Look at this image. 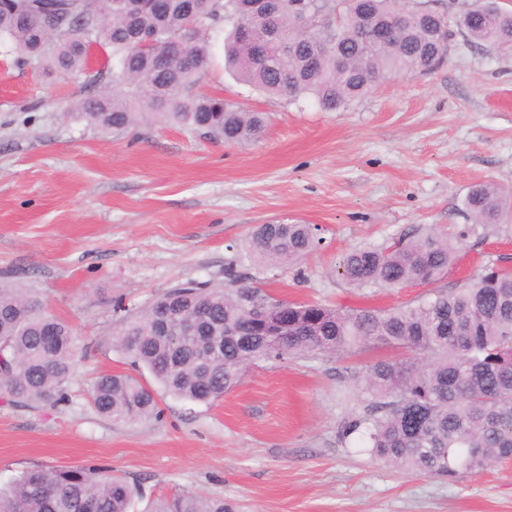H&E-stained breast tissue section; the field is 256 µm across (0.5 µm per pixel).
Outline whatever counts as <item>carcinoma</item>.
<instances>
[{
    "label": "carcinoma",
    "mask_w": 512,
    "mask_h": 512,
    "mask_svg": "<svg viewBox=\"0 0 512 512\" xmlns=\"http://www.w3.org/2000/svg\"><path fill=\"white\" fill-rule=\"evenodd\" d=\"M262 30L257 44L240 25ZM230 30L225 67L243 83L289 105L312 98L324 111L344 108L392 74L428 72L459 35L469 48L512 53V10L490 0L455 20L422 13L410 0H0V41L38 72L86 77L87 93L68 112L101 133L135 126L138 109L222 144L260 139L262 112L220 95L195 93L211 58V32ZM391 35L369 43L364 31ZM112 56L106 74L88 72L87 47ZM468 223L429 230L348 253L341 276L355 288L434 286L426 297L393 308H349L279 300L257 287L187 281L124 317L112 348L142 366L167 393L192 402L221 398L261 360L376 354L356 389L367 409L345 423L371 457L433 477L478 474L512 459V268L488 266L460 286L436 287L479 231L512 224V191L487 181L465 196ZM320 243L310 224H259L249 254L271 266L297 264ZM168 311L180 325L205 318L183 339L158 330ZM286 317L292 334L259 335L263 322ZM72 327L41 299L0 283V391L16 403H70L78 360ZM97 412L131 422L159 418L156 391L126 373L98 377ZM131 487L101 467H34L0 486V512H129ZM154 512H233L222 497L176 493Z\"/></svg>",
    "instance_id": "obj_1"
}]
</instances>
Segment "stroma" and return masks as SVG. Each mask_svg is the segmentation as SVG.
I'll return each instance as SVG.
<instances>
[{
	"label": "stroma",
	"instance_id": "obj_1",
	"mask_svg": "<svg viewBox=\"0 0 512 512\" xmlns=\"http://www.w3.org/2000/svg\"><path fill=\"white\" fill-rule=\"evenodd\" d=\"M197 86L268 113L263 137L223 145L144 114L103 136L64 116L80 80L17 65L0 43V279L35 291L74 328L81 351L70 402L20 405L0 394V484L35 467L110 468L136 491L133 512L177 492L220 496L236 512H512V460L478 475L437 478L385 466L342 444L365 401L354 375L369 355L254 365L211 403L158 393L162 416L116 422L89 390L134 370L106 339L124 312L171 286L244 284L277 299L392 308L424 285L368 290L340 275L344 256L418 231L465 223L470 186L512 189V57L452 42L424 75H391L349 107L286 105L224 69V34ZM318 226L301 263L247 256L252 229L273 220ZM512 266V229L470 240L445 282L488 263Z\"/></svg>",
	"mask_w": 512,
	"mask_h": 512
}]
</instances>
